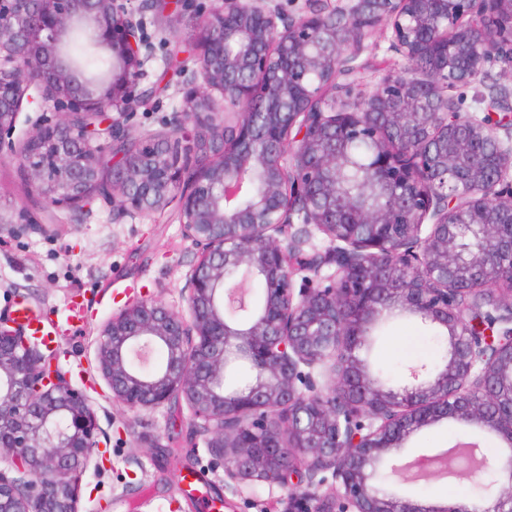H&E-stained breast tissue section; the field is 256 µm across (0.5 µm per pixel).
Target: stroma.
<instances>
[{
  "label": "stroma",
  "mask_w": 512,
  "mask_h": 512,
  "mask_svg": "<svg viewBox=\"0 0 512 512\" xmlns=\"http://www.w3.org/2000/svg\"><path fill=\"white\" fill-rule=\"evenodd\" d=\"M199 18L193 13L150 14L146 35L152 45L148 81L161 85L157 99L134 119L141 135L168 127L173 111L187 109L179 85L170 78L165 40L172 30L190 32ZM358 90H371L380 77L402 67L384 34H377L357 57ZM26 180L10 163H0V212L37 208ZM195 251L185 237L174 208L122 224L112 221V208L99 201L80 212L56 211L52 225L11 224L0 230V315L14 300L25 299L39 312L66 321L75 304L91 309L84 325L61 336L57 362L92 404L108 438L105 454L93 456L80 486L83 512H208L225 500L220 512H277L275 490L242 487L225 493L223 471L212 470L202 437L196 435L189 408L177 415L167 410H129L113 405L97 366L103 324L129 300L159 298L186 310L183 293ZM439 344L414 319H399L379 331L373 356L393 374L407 365L435 362ZM461 433L443 420L413 435L399 454L409 461L421 454L450 448ZM201 483H192L193 475ZM403 493L421 503L450 505L474 500V486L463 479L430 478L406 485Z\"/></svg>",
  "instance_id": "1"
}]
</instances>
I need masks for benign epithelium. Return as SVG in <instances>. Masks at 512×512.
Instances as JSON below:
<instances>
[{"label":"benign epithelium","instance_id":"benign-epithelium-1","mask_svg":"<svg viewBox=\"0 0 512 512\" xmlns=\"http://www.w3.org/2000/svg\"><path fill=\"white\" fill-rule=\"evenodd\" d=\"M160 0H0V160L18 166L43 210L0 213L1 224L112 204L121 223L175 205L197 250L186 279L188 313L139 300L100 332L98 366L128 409L187 404L224 489L281 491L280 512H474L395 493L387 472L413 434L440 420L488 431L506 447L487 457L460 442L427 460L422 476L476 484L493 512H512V279L489 283L487 241L512 224V124L506 137L457 111L455 92L512 57V34L489 32L501 0H303L285 14L266 0H175L206 17L180 69L192 108L169 130L135 135L134 113L153 100L145 16ZM110 67L89 78L62 61L74 26ZM411 64L384 76L358 104L336 72L379 28ZM512 114V95L483 94ZM38 116L16 135L24 106ZM389 140L346 188L349 154L329 136ZM497 176L473 159L483 143ZM258 171L246 204L233 186ZM344 224L330 218L336 210ZM320 234L323 249L313 244ZM265 280L258 307L227 274ZM305 272L298 287L295 276ZM446 337V356L376 378L364 351L389 309ZM255 378L225 385L234 361ZM102 430L82 390L16 324L0 322V512H81L79 481Z\"/></svg>","mask_w":512,"mask_h":512}]
</instances>
